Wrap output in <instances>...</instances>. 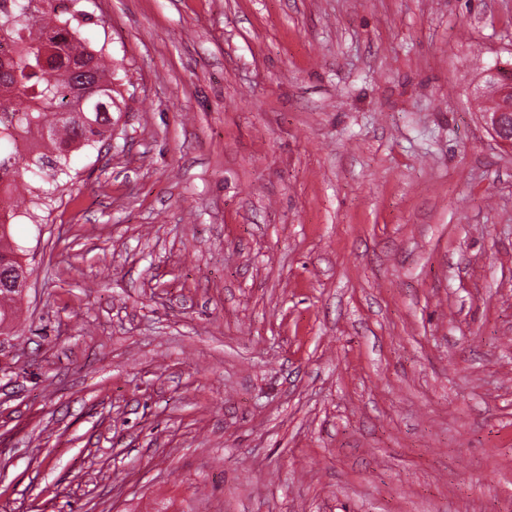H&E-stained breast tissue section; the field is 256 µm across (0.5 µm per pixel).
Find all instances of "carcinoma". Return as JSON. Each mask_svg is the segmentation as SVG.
I'll use <instances>...</instances> for the list:
<instances>
[{"label": "carcinoma", "instance_id": "obj_1", "mask_svg": "<svg viewBox=\"0 0 512 512\" xmlns=\"http://www.w3.org/2000/svg\"><path fill=\"white\" fill-rule=\"evenodd\" d=\"M0 0V262L24 265L11 224L49 208L71 178L70 157L112 139V113L84 111L87 100L116 106L112 55L87 43L81 0ZM20 295L0 290V334L12 328Z\"/></svg>", "mask_w": 512, "mask_h": 512}]
</instances>
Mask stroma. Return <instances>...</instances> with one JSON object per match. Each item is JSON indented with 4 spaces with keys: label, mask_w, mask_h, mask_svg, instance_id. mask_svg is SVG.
Wrapping results in <instances>:
<instances>
[{
    "label": "stroma",
    "mask_w": 512,
    "mask_h": 512,
    "mask_svg": "<svg viewBox=\"0 0 512 512\" xmlns=\"http://www.w3.org/2000/svg\"><path fill=\"white\" fill-rule=\"evenodd\" d=\"M108 152L33 224L0 512H512V0H85ZM490 89L495 93L496 97L502 103V109L498 112L494 111L498 108V102L494 106L485 108V122L487 127L495 135L498 142L506 147L512 146V80L504 82H496L491 85Z\"/></svg>",
    "instance_id": "1"
}]
</instances>
